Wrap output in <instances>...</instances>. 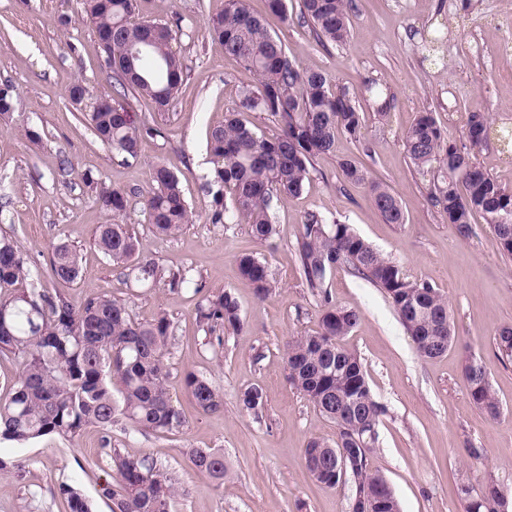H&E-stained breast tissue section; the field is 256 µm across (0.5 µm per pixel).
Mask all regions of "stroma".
<instances>
[{"mask_svg":"<svg viewBox=\"0 0 512 512\" xmlns=\"http://www.w3.org/2000/svg\"><path fill=\"white\" fill-rule=\"evenodd\" d=\"M248 4L265 17L291 59L325 73L333 90L346 92L363 114L358 138L339 135L333 152L314 158L302 194L277 204V233L265 241L254 238L247 224L210 221L211 132L223 125L242 91L256 85L254 75L225 56L206 30L225 0H140L141 17L173 29L184 79L166 112L131 100L138 120L165 132L143 143L136 160L98 141L67 96L77 81L94 95L111 92L104 53L81 0H0V82L17 91L11 118L0 120V232L16 235L49 290L76 301L91 293L124 299L141 321L167 313L176 336L166 358L169 393L185 420L169 433L117 425L108 435L91 427L72 441L1 445L0 454L23 467L0 476V512H68L57 494L64 481L80 487L93 512H112V502L98 494L108 446L148 454L167 467L179 487L173 512H348L351 486L321 484L305 466L309 439L335 443L336 426L290 385L284 355L290 336L315 332L320 321L296 257L301 226L312 213L350 225L409 280L431 283L451 311L457 342L440 357L424 358L380 290L345 266L329 279L336 306L361 314L342 344L360 357L375 400L387 409L369 463L393 489L401 512H465L459 487L476 488L490 479L512 494V362L501 359L494 341L497 329L512 327V257L503 254L482 214H474L467 237L447 222L429 199L432 172L419 171L402 142L419 113H432L459 148L512 191V150L494 139L474 148L465 136L475 114L512 126V0H352L347 41L326 46L301 22L300 0H287L284 19L269 13L266 0ZM64 14L70 18L66 26L59 22ZM434 27L443 28L447 39L429 58L421 36ZM373 85L382 99L373 98ZM382 103L389 112L384 119L378 115ZM28 128L40 134L39 143L26 139ZM347 159L393 190L404 223L383 220L368 186L344 183L340 164ZM157 160L175 172L196 214L182 234L167 240L152 235L144 207L147 165ZM88 172L128 193L125 221L146 254L189 270L204 291L235 294L241 331H225L223 345L207 344L193 289L129 287L93 244L96 225L109 217L82 180ZM60 242L80 251L76 283L50 275L49 259ZM243 254L268 263L276 288L266 299L241 279L237 259ZM472 358L490 379L499 419L470 397L463 370ZM190 371L223 386L222 410L198 411L184 384ZM252 387L262 391L263 405L247 412L238 396ZM189 448L223 451L229 467L224 481L197 472L185 454ZM473 448L484 450L483 460L470 459Z\"/></svg>","mask_w":512,"mask_h":512,"instance_id":"1","label":"stroma"}]
</instances>
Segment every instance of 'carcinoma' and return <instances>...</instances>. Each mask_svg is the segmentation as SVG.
<instances>
[{
	"label": "carcinoma",
	"mask_w": 512,
	"mask_h": 512,
	"mask_svg": "<svg viewBox=\"0 0 512 512\" xmlns=\"http://www.w3.org/2000/svg\"><path fill=\"white\" fill-rule=\"evenodd\" d=\"M84 11L95 27L102 50L112 54L113 87L150 103L159 112L169 109L183 82L181 58L172 51L173 31L167 24L131 21L138 0H83ZM350 0H302L300 17L321 44H342L349 34ZM209 35L224 46V54L253 72L256 87L244 91L237 110L211 132L213 183L230 193L231 206L215 196L213 224H248L251 234L267 240L275 234L273 202L294 198L309 180L312 158L333 150L343 132L358 138L362 116L344 92H335L326 74L302 68L268 31L264 20L251 12L247 0H227L224 12L208 19ZM16 88L0 83V119L14 109ZM112 107H90L84 113L95 136L105 145L135 159L147 139L163 136L158 125L136 120L126 104L110 97ZM261 112L280 128L266 137L244 117ZM495 135L512 146V128L494 127L484 115H473L466 137L481 147ZM403 143L417 168H433L429 197L460 234L472 232L471 218L483 215L512 256V192L483 171L462 152L447 131L428 113L420 114L404 130ZM344 181L360 184L366 172L354 162H341ZM84 182L95 190V204L111 217L99 224L94 244L127 281L138 288L165 286L179 291L191 283L189 271L166 268L141 249L132 225L123 223L127 193L91 174ZM145 197L154 236L175 238L193 223L194 213L174 172L157 161L149 165ZM375 207L388 224H403L399 201L387 186L373 182ZM301 279L321 308L319 331L295 336L285 359L289 383L321 414L336 424V444L312 438L304 450L308 470L323 474L316 481L336 485V449H356L355 467L346 481L354 492L349 507L357 510L359 496L372 500L373 512H400V504L384 477L371 470L370 454L378 443V427L385 407L372 396L360 358L340 346L360 322L356 310L336 306L327 289L332 270L347 264L361 279L385 293L417 352L436 358L456 341L448 302L426 282L409 280L400 267L384 257L347 224H325L308 215L297 246ZM240 277L264 299L275 288L267 263L253 255L237 259ZM50 273L60 281L79 279V250L57 244ZM202 294V285L194 288ZM196 321L207 343L221 346L219 332L242 327L239 306L229 291L202 294ZM174 345L173 326L166 313L151 322L134 318L128 303L112 296L90 294L79 302L39 284L37 264L25 257L17 238L0 236V356L21 360L22 370L0 398V442L17 447L57 437L74 440L89 427L105 433L124 419L141 432L166 433L179 429L184 418L168 392L165 358ZM500 356L512 360V328L495 335ZM470 395L477 408L496 419L500 404L483 367L471 360L464 368ZM200 412L224 407V392L212 379L189 372L184 377ZM242 408L257 410L262 392L247 389L239 396ZM109 479L100 484L102 496L112 500L113 512H171L177 495L168 470L147 455L125 448H106ZM187 455L200 473L222 482L227 467L224 454L214 448H191ZM59 494L69 512H91L79 487L63 482ZM466 512H512V496L490 481L474 488L463 486Z\"/></svg>",
	"instance_id": "carcinoma-1"
}]
</instances>
